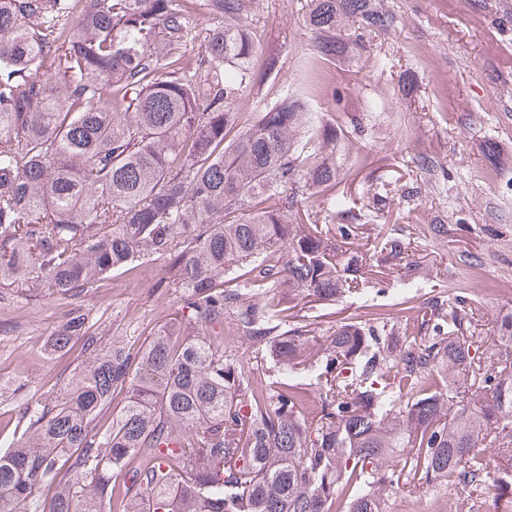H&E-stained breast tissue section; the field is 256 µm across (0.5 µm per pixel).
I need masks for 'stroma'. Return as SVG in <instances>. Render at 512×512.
<instances>
[{
	"mask_svg": "<svg viewBox=\"0 0 512 512\" xmlns=\"http://www.w3.org/2000/svg\"><path fill=\"white\" fill-rule=\"evenodd\" d=\"M383 2L394 27L368 35L367 49L349 59L318 67L303 27L306 0H256L249 19L262 79L235 110L253 116L308 88L316 119L341 124L357 116L362 131L349 136L338 161L336 191L357 204L377 193L390 206L344 247L374 254L381 232L419 242L393 270L365 281L373 300L351 295L325 306L302 296L290 316H318L324 328L347 317L388 322L415 336L432 299L462 292L489 336L512 313V0ZM423 158L441 169L432 180L417 166ZM432 224L447 225V238H428ZM418 265L430 269L431 286L395 294L400 275ZM167 276L162 260L144 256L67 296L0 288V451L24 438L23 408L54 398L87 362L82 339L52 347L71 313L83 315L99 344L140 346L177 310L178 293L160 285ZM224 348L256 362L257 381L276 380L264 348L238 331L230 309ZM495 505L493 496L438 486L398 491L383 512H491Z\"/></svg>",
	"mask_w": 512,
	"mask_h": 512,
	"instance_id": "obj_1",
	"label": "stroma"
}]
</instances>
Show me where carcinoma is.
Instances as JSON below:
<instances>
[{
	"label": "carcinoma",
	"mask_w": 512,
	"mask_h": 512,
	"mask_svg": "<svg viewBox=\"0 0 512 512\" xmlns=\"http://www.w3.org/2000/svg\"><path fill=\"white\" fill-rule=\"evenodd\" d=\"M185 2L0 0V285L66 294L152 255L181 301L139 350L85 337L89 362L59 400L26 406L27 437L0 453V512H112L114 498L125 512H382L405 487L483 490L488 448L512 492V314L495 356L462 295L429 305L423 336L350 318L283 328L298 294L351 292L367 258L338 240L374 211L333 195V227L310 222L344 126L302 96L234 111L257 78L254 0H207L221 25L199 31L192 66ZM392 25L381 0H308L304 18L323 61ZM409 249L388 238L380 260ZM228 307L275 382L224 351ZM84 328L73 313L53 347Z\"/></svg>",
	"instance_id": "carcinoma-1"
}]
</instances>
